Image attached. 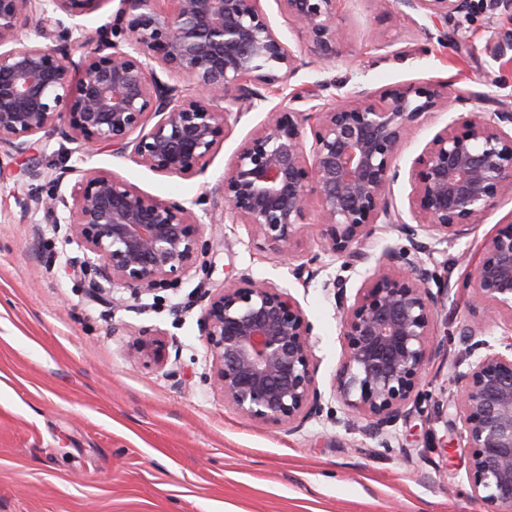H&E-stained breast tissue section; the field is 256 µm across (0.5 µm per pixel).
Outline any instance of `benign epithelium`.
Here are the masks:
<instances>
[{
	"label": "benign epithelium",
	"mask_w": 512,
	"mask_h": 512,
	"mask_svg": "<svg viewBox=\"0 0 512 512\" xmlns=\"http://www.w3.org/2000/svg\"><path fill=\"white\" fill-rule=\"evenodd\" d=\"M98 0H0V148L19 157L45 151L59 138L117 156L168 177L191 179L224 139L230 120L268 101L267 90L288 104L245 139L220 191L224 216L247 228L261 251L300 263L294 278L307 284L324 255L354 266L379 219L408 241L385 252L355 295L347 280L333 288L340 316L342 353L330 397L361 419V430L389 446L393 428L417 407L422 377L444 350L434 324L449 288L419 254L468 235L507 192L512 193V105L484 91L454 93L448 81L396 85L380 92L360 86L333 108L322 103L335 87L328 80L307 93L290 79L309 62L280 39L260 0H119L112 21L89 38V51L73 62L76 20ZM315 58L338 57L347 38L337 0H278ZM426 11L434 28L418 29L427 41L462 37L475 0H396ZM47 44H42V41ZM191 81L180 86L161 79ZM453 104L452 118L415 159L410 211L405 222L388 188L400 177L396 164L409 131L432 112ZM157 118L145 130L148 116ZM310 134H305V130ZM21 212L42 213L45 224L69 225L85 251L73 274L93 272L89 294L112 307L141 300L205 270L214 246L204 223L185 202L144 194L102 169L88 171L70 196L32 192L17 197ZM314 225L320 251L298 253ZM473 286L481 311L460 328L476 359L453 376L458 433L469 452L467 480L485 512L512 509V225L490 237ZM199 326L211 359L210 380L237 414L290 432L321 416L324 394L313 324L286 289L245 274L223 288L199 289ZM499 320L504 339L482 338L485 322ZM135 356L163 369L170 341L153 329L134 333Z\"/></svg>",
	"instance_id": "1"
}]
</instances>
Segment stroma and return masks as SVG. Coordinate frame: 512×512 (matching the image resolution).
Returning <instances> with one entry per match:
<instances>
[{
    "instance_id": "35a3bbf8",
    "label": "stroma",
    "mask_w": 512,
    "mask_h": 512,
    "mask_svg": "<svg viewBox=\"0 0 512 512\" xmlns=\"http://www.w3.org/2000/svg\"><path fill=\"white\" fill-rule=\"evenodd\" d=\"M260 6L289 49L308 62L291 80L299 88L313 89L323 78L342 92L451 79L462 90L495 84L496 98L512 103V58L494 57L495 35L512 32L506 15L477 10L464 39L444 49L420 36L415 12L339 0L348 39L336 60L320 65L276 0ZM266 119L259 109L232 124L193 179L159 175L108 148L84 156L75 144L55 139L33 186L67 195L85 170L106 169L142 193L195 201L198 217L219 216L224 169ZM450 119L447 112L426 115L402 146L396 159L402 175L390 194L403 219L411 217L413 162ZM25 191L9 173L0 174V512H484L471 496L468 453L447 424V404L454 398V366L466 357L457 331L479 306L463 283L482 260L486 239L512 219L511 195L469 235L437 245L428 257L451 288L436 330L448 346L418 387L417 410L382 448L331 398L319 418L293 433L236 414L210 381L199 277L117 310L94 302L88 278L69 272L84 259L79 243L67 225L23 214L16 197ZM206 231L216 241L211 287L247 274L289 290L314 325L319 387L329 390L341 341L335 300L324 283L341 276L356 291L362 271L403 239L378 224L355 268L327 256L304 285L287 261L255 249L243 227L218 223ZM143 327L170 340L165 369L131 356L129 333Z\"/></svg>"
}]
</instances>
